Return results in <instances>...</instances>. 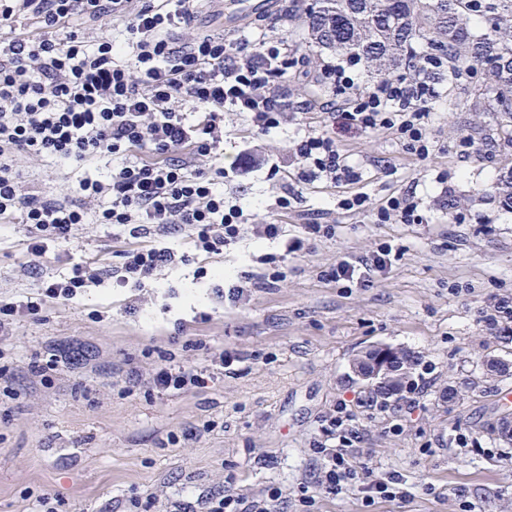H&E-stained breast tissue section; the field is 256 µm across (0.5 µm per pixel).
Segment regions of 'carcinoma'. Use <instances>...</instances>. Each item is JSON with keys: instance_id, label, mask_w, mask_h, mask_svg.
Returning <instances> with one entry per match:
<instances>
[{"instance_id": "obj_1", "label": "carcinoma", "mask_w": 512, "mask_h": 512, "mask_svg": "<svg viewBox=\"0 0 512 512\" xmlns=\"http://www.w3.org/2000/svg\"><path fill=\"white\" fill-rule=\"evenodd\" d=\"M484 22L483 32L471 22ZM311 43L395 78L417 55L484 65L485 111L512 119V0H317L306 13Z\"/></svg>"}]
</instances>
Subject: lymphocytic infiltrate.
Masks as SVG:
<instances>
[{"label":"lymphocytic infiltrate","instance_id":"obj_1","mask_svg":"<svg viewBox=\"0 0 512 512\" xmlns=\"http://www.w3.org/2000/svg\"><path fill=\"white\" fill-rule=\"evenodd\" d=\"M195 7V0H144L139 6L133 0H15L11 5L0 0L1 27L24 14L37 29L0 45V223L27 227L28 254L44 255L49 240L70 242L89 206L101 200L107 206L100 223L128 225L133 233L158 238L157 244L122 251L112 280L123 288L145 287L158 270L176 264V253L164 242L175 229L209 254L246 235L282 241L289 253L335 237V225L313 220L299 235L283 238L281 225L251 223L247 209L225 197L227 171L218 148L228 112L242 114L257 134L308 110L323 112L322 124L307 127L290 151L297 182L275 200L284 212L301 201L302 186L317 182L349 187L338 209L367 210L362 171L349 161L340 134L386 133L417 160L432 155L431 103L440 84L431 79L424 59H416L408 74L363 87L354 61L321 63L320 93L295 103L287 100L285 84L297 49L278 27L269 26L255 44L220 32L174 39L176 30L190 28ZM114 18L123 23V40L102 34L89 43L73 29L79 20L95 24ZM20 153L78 168L104 159L110 170L102 178L80 177L68 196L49 197L24 189L15 167ZM375 221L423 223L415 188L384 197ZM397 258L393 246L384 243L363 257H340L321 277L364 288ZM99 275L93 269L85 277L49 280L39 298L1 302L0 335L8 336L17 314L38 313L50 300H71ZM235 360V354L221 351L204 369L170 359L152 369L149 383L160 396L183 393L205 385L212 372ZM319 432L312 448L319 476L314 485L301 486L303 506H311L316 496L351 490L366 508L379 499L408 497L400 476H379L358 462L363 435L345 401L324 417ZM280 497L275 488L258 499L228 484L205 499V512H277Z\"/></svg>","mask_w":512,"mask_h":512}]
</instances>
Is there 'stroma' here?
<instances>
[{
	"instance_id": "1",
	"label": "stroma",
	"mask_w": 512,
	"mask_h": 512,
	"mask_svg": "<svg viewBox=\"0 0 512 512\" xmlns=\"http://www.w3.org/2000/svg\"><path fill=\"white\" fill-rule=\"evenodd\" d=\"M310 0H270L260 17L225 27L223 0H198L190 33L228 31L257 39L265 25L287 15L286 34L301 58L287 87L291 100L315 95L314 72L322 56L307 44L303 22ZM427 161L405 153L392 136H347L343 147L358 165L372 203L391 191L416 185L424 200L420 224H378L372 212L352 215L336 208V188L305 189L295 210L280 213L274 201L282 184L253 171L225 182L260 224L295 231L328 211L334 238L307 252L284 254L277 243L246 237L223 254H192L184 232L169 241L187 262L158 271L145 288L113 285L111 277L80 289L72 300L46 304L36 315L15 317L5 343L15 356L78 350L79 360L43 383L16 375L10 394L0 393V512H32L38 495L51 494L61 512H172L223 491L234 477L253 496L272 487L283 493L280 512H301L299 488L318 478L311 452L322 416L339 400L355 404L375 391L351 370L353 357L376 344L411 352L413 383H425L418 406L407 407L401 431L389 414L359 408L365 433L360 459L381 474L403 477L410 500H380L373 512H458L460 500L477 512H512V445L492 433L500 415L512 416L501 391L512 389V333L489 330L482 309L491 297L512 298V212L505 211L495 183L512 167L500 118L476 109L487 88L484 66L464 82L440 75ZM302 123L268 135L243 138V116H224V161L248 145L290 174L288 150ZM469 136L476 150L459 154ZM25 189L67 194L76 171L47 158L17 156ZM447 171L458 208L470 224L439 205L438 171ZM127 230L97 221L89 210L66 245H50L47 257L28 258L25 225L0 227V301L37 296L44 280L70 277L74 267L119 265ZM382 242L400 251L398 261L376 274L367 288H346L319 277L345 256L370 254ZM272 256L285 278L253 289L241 304L217 297L222 281L247 282L267 272ZM242 360L191 391L160 396L138 386L126 392L131 370L150 371L158 354L206 366L219 350ZM495 356L508 370L488 376L484 361Z\"/></svg>"
}]
</instances>
